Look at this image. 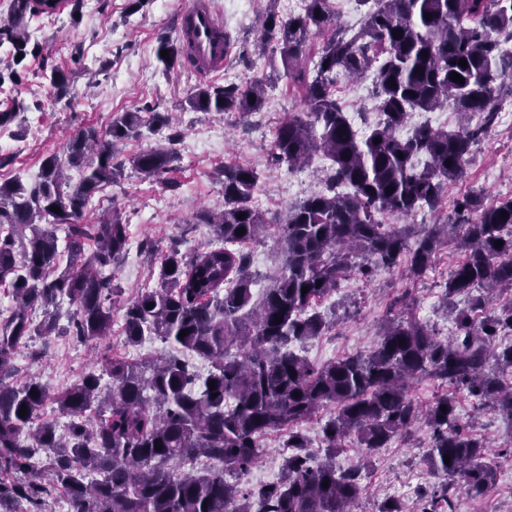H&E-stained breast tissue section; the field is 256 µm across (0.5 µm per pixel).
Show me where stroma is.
Masks as SVG:
<instances>
[{"mask_svg": "<svg viewBox=\"0 0 512 512\" xmlns=\"http://www.w3.org/2000/svg\"><path fill=\"white\" fill-rule=\"evenodd\" d=\"M191 0H143L139 11L128 8L129 0H83L79 15L70 11L52 18L32 21L31 43L37 51L28 56L19 85L0 88V111L12 99L23 100L22 121L0 129V181L21 177L32 182L42 159L63 153L69 137L93 126L107 132L114 117L149 106L171 113L181 134L175 146L178 159L171 170L153 178L137 173L131 161L135 155L158 142L155 134L118 146L125 163L124 175L116 183L96 193L89 201L85 219L93 222L120 210L128 226L129 248L117 266L115 281L128 301L144 288L157 284L158 263L171 245L191 254L209 245L213 233L209 225L195 223L202 209H222L224 191L219 173L225 165L256 167L262 173L256 192L268 220L260 237L245 250L255 277L254 301H261L283 268V254L276 220L305 198L321 193L330 162L315 155L308 166L288 168L273 161L271 145L279 123L304 111L301 94L281 79L268 88L261 111L241 114L197 112L186 100L198 87L221 86L262 74L263 58L256 56L257 20L269 7L287 13L285 0H209L231 37V53L225 72L194 73L182 65L164 69L155 57L159 37L176 38L179 14ZM50 61L69 75V89L57 97L41 77L43 61ZM340 102L356 127L375 125L380 114L372 95V80L365 77L339 83ZM480 192L489 200L512 198V130L493 128L473 149L471 163L448 190L439 210H425L412 217L416 228L443 223L454 200L469 192ZM455 242L438 251L435 275L414 285L415 310L439 336H450L441 289L449 271L460 259ZM406 286L403 271L375 269L370 280L351 274L340 279L321 309L336 320L327 335L298 345L297 351L314 365L327 364L337 357L369 349L376 341L387 317L390 302ZM112 334L98 344L82 343L71 336L36 338L22 347L14 360L11 381L20 386L40 382L50 393L68 387L85 371L101 369L105 357L121 354L122 310H112ZM460 414L472 420L477 434L498 450L496 482L492 493L481 502L458 495L455 512H512V423L499 414L474 411L469 401H461ZM430 442L425 424H417L410 439H395L375 458L357 512H377L387 497L400 498L408 508L418 507L422 488L432 478L424 463Z\"/></svg>", "mask_w": 512, "mask_h": 512, "instance_id": "obj_1", "label": "stroma"}]
</instances>
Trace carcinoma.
<instances>
[{
	"label": "carcinoma",
	"instance_id": "obj_1",
	"mask_svg": "<svg viewBox=\"0 0 512 512\" xmlns=\"http://www.w3.org/2000/svg\"><path fill=\"white\" fill-rule=\"evenodd\" d=\"M358 2L368 10L354 33L339 24L332 0H303L302 12L286 16L272 6L263 19L261 55L302 90L306 107L277 127L273 160L301 167L321 153L332 167L326 192L290 208L279 225L284 267L250 325L239 313L252 301L254 279L247 254L234 245L256 239L266 224L252 206L260 175L228 165L224 209L196 215L220 245L192 256L172 248L160 262L157 286L122 305L126 344L155 336L172 351L152 362L112 358L53 395L33 380L13 385L14 359L26 341L57 333L49 308L59 299L75 306L68 335L82 342L109 335L118 298L112 265L127 251L128 230L118 211L85 224V209L121 176L117 144L143 136L144 128L170 127L168 118L125 112L104 136L93 127L71 136L66 157L47 155L33 183L0 182V283L16 300L0 324V512H49L57 494L70 512H355L362 471L422 419L431 430L424 462L437 482L423 489L420 512H453L457 494L481 499L493 487L489 443L470 432L458 396L512 421V340L505 341L512 337V301L490 306V295L512 290V198L488 202L465 194L453 217L416 236L382 216L435 210L464 173L473 145L494 127L496 81L512 79V53L502 48L512 41V0ZM52 11L48 0H11L0 20V47L10 48L0 88L20 83L23 60L16 56L34 54L30 22ZM316 34L324 41L312 53ZM182 57L180 42L159 39L156 58L164 69ZM453 72L464 83L450 80ZM42 74L57 97L67 94L66 71L44 66ZM369 74L383 120L361 135L336 86ZM266 86L261 76L202 86L187 102L200 112H259ZM450 102L479 123L453 132L424 124L399 135L412 113ZM421 156L427 157L422 167ZM171 161L172 148L150 147L133 165L156 177ZM66 165L79 169L77 183L65 175ZM58 228L66 233L63 252ZM443 235L456 237L462 253L443 290L444 303L452 304L451 336L438 339L402 296L390 303V317L368 350L316 367L290 349L333 326L318 303L343 275L368 279L375 266L403 264L407 278L418 281L433 268ZM37 306L46 311L38 324L30 317ZM182 330L188 334L181 338ZM185 351L209 362L206 376L179 356ZM105 375L111 382L103 385ZM422 378L448 388L426 409L407 391L408 382ZM49 400L69 418L64 434L53 423L35 424ZM326 405L336 414L322 427L324 454L316 455L298 427ZM277 431L286 432L288 449L279 477L256 490L241 487L260 441ZM350 443L360 450V464L340 470L336 455Z\"/></svg>",
	"mask_w": 512,
	"mask_h": 512
}]
</instances>
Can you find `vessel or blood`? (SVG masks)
Returning a JSON list of instances; mask_svg holds the SVG:
<instances>
[{
  "label": "vessel or blood",
  "mask_w": 512,
  "mask_h": 512,
  "mask_svg": "<svg viewBox=\"0 0 512 512\" xmlns=\"http://www.w3.org/2000/svg\"><path fill=\"white\" fill-rule=\"evenodd\" d=\"M177 34L187 53L202 71L221 70L230 53L224 40V24L213 14L207 0H193L178 17Z\"/></svg>",
  "instance_id": "1"
}]
</instances>
